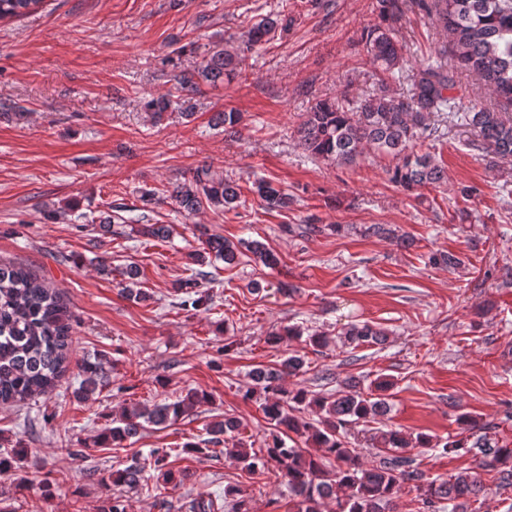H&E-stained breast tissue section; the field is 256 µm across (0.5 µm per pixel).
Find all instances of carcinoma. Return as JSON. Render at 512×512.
Returning <instances> with one entry per match:
<instances>
[{"label":"carcinoma","mask_w":512,"mask_h":512,"mask_svg":"<svg viewBox=\"0 0 512 512\" xmlns=\"http://www.w3.org/2000/svg\"><path fill=\"white\" fill-rule=\"evenodd\" d=\"M44 0H0V20L23 17L38 10ZM403 0H378L385 21L398 17ZM425 14L431 24L448 34L459 67L476 73L486 88L503 104L512 106V0H430ZM280 25L279 20L266 17L248 34L224 47L212 50L190 73L177 76L181 90L195 93L200 85L216 86L232 80L237 67L263 38ZM370 63L386 78L402 70L405 48L390 26L379 25L363 34ZM455 82L448 65L430 61L414 79L411 93L395 97L381 90L356 102L344 98L321 99L305 112L298 127L300 146L311 155L340 166L354 163L366 148L392 155L401 160L391 171V181L412 192L429 186L441 187L448 182V172L432 155L417 151L418 142L427 130V120L435 112L448 113V119L460 122L478 137L482 148L512 157V121L503 113L472 104L465 112L453 111ZM168 197L189 214L202 204L233 210L240 202L238 185L214 176L211 169H196L192 177L172 184ZM254 193L269 210L283 209L290 197L269 181L255 183ZM333 229V225L313 222L288 227V232L306 237ZM364 234L387 236L400 247L410 245V238L382 224H371ZM206 254L224 261L228 266L238 260V246L220 236L204 241ZM249 251L263 265H278L276 255L259 241L248 244ZM357 344H381L387 333L369 323L350 325L346 332ZM305 339L312 347L327 345V337L303 332L293 326L273 331L265 341L272 346L288 345ZM72 344L71 314L61 295L30 270L15 265L0 264V404L21 403L55 389L66 372V362ZM305 360L291 352L270 370H256L253 387L245 395L250 400L255 393L264 394L261 404L265 418L279 434L266 442V447L253 450L238 442L228 449L242 468L273 470L288 489L289 512H321L327 500L336 502V512H398V501L405 485L417 491L418 512H468L470 500L482 491L478 473L471 472L443 480H429L413 466L406 455L408 448H431L443 454L472 451L479 455V467L488 468L512 460V448H501L487 436L474 440L439 442L427 434L408 435L398 429L380 430L373 436L378 464L367 468L360 461L358 449L348 441V431L358 424L387 411L384 392L392 383L378 378L375 392H363L361 380L351 378L345 390L336 396L313 394L302 388L287 390L281 380L285 375L303 372ZM83 379L76 394L87 399L107 384V372L102 363H88L82 369ZM210 401L208 394L188 391L173 403L153 405L149 409L134 405L124 407L112 417L101 432L104 442L114 446L138 436L148 426L165 428ZM311 410L318 418L305 420L301 413ZM239 424L231 419L210 425V442L219 443L220 436L232 435ZM304 440L323 454L336 459V467L326 469L319 459L297 444H289L292 436ZM25 453L23 448L0 452V474L16 470ZM154 469L164 484L178 485L180 479L165 469V455L152 451ZM145 466L134 460L123 468L112 470V484L133 489L142 485ZM252 512L241 491L224 492V502L200 498L194 512Z\"/></svg>","instance_id":"carcinoma-1"}]
</instances>
